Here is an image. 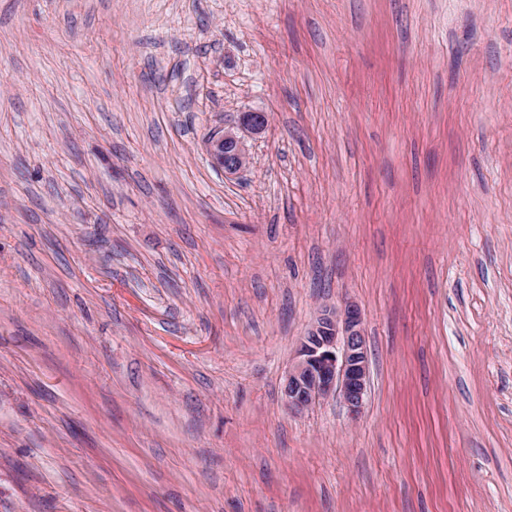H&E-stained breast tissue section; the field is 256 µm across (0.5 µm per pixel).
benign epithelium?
<instances>
[{"label": "benign epithelium", "instance_id": "1", "mask_svg": "<svg viewBox=\"0 0 512 512\" xmlns=\"http://www.w3.org/2000/svg\"><path fill=\"white\" fill-rule=\"evenodd\" d=\"M267 125L260 112L242 116V129L258 134ZM214 162L233 174L247 163L241 138L234 132L210 140ZM368 382V351L363 333L362 314L354 304L336 310L326 309L309 328L300 344L296 361L288 368L282 386V399L289 411L298 413L316 401L337 396L356 416L360 413Z\"/></svg>", "mask_w": 512, "mask_h": 512}]
</instances>
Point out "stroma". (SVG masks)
Masks as SVG:
<instances>
[{"mask_svg":"<svg viewBox=\"0 0 512 512\" xmlns=\"http://www.w3.org/2000/svg\"><path fill=\"white\" fill-rule=\"evenodd\" d=\"M0 512H512V0H0ZM209 153L214 162L224 168L225 174L236 173L247 163L242 140L231 131H224V135L210 140ZM368 361L359 308L345 304L324 310L303 337L296 361L285 375V406L291 412H303L334 394L357 416L364 404Z\"/></svg>","mask_w":512,"mask_h":512,"instance_id":"obj_1","label":"stroma"}]
</instances>
